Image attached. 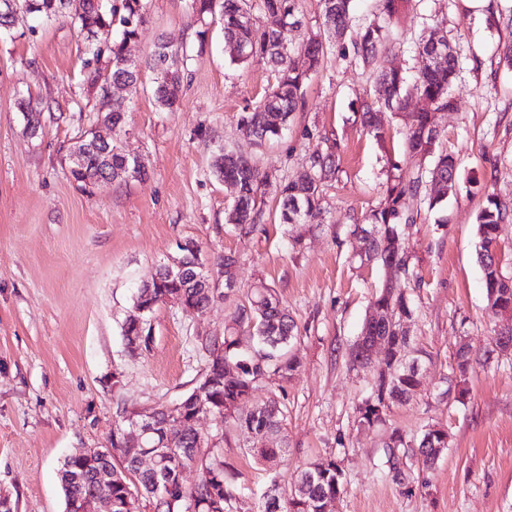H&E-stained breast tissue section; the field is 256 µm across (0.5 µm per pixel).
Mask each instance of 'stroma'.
I'll return each mask as SVG.
<instances>
[{
    "label": "stroma",
    "mask_w": 512,
    "mask_h": 512,
    "mask_svg": "<svg viewBox=\"0 0 512 512\" xmlns=\"http://www.w3.org/2000/svg\"><path fill=\"white\" fill-rule=\"evenodd\" d=\"M146 13L130 47L142 83L135 93L114 91L109 108L125 113L120 146L145 162L148 175L86 190L73 180L66 154L103 115L97 89L83 80L76 25L22 13L0 38V493L13 512H64L65 457L106 447L118 408L149 411L191 389L207 364L202 340L223 336L225 319L260 278L298 326L301 364L285 386L287 409L272 441L282 454L272 468L247 455L252 441L233 425L209 415L197 425L205 437L221 436L219 451L236 472L232 512H261L270 486L288 493L310 462L330 458L347 480L330 512H512V358L484 355L499 320L487 307L475 252V218L487 196L512 206V0H413L395 22L389 65L414 74L411 42L433 31L457 53L456 107L436 112L435 124L458 159L461 181L442 210L407 201L417 216L401 235L417 275L406 288L415 306L407 326L421 386L375 430L355 420L372 373L353 368L349 350L386 272L354 263L362 243L352 230L381 206L389 159L400 160L408 177L428 165L404 155V117L384 113L385 144L363 131L357 99L374 89L375 75L354 62L349 37H336L310 73L288 131L254 145L238 118L268 88L270 70L230 64L219 23L199 41L204 27L187 0H146ZM160 41L177 50L184 77L173 112L157 106L146 66ZM29 96L47 107L36 137L17 109ZM329 132L340 141V172L325 189L321 224L278 223L281 182L299 175ZM224 147L269 174L266 220L248 235L224 223L234 190L212 171ZM295 233L303 236L298 251ZM186 238L209 260L233 253L238 290L203 313L159 305L149 346L129 353L122 325L133 297L178 258L176 242ZM462 340L474 359L459 403L443 390ZM428 426L447 431V449L425 472L399 460L405 478L395 480L384 466L391 430L416 440Z\"/></svg>",
    "instance_id": "35a3bbf8"
}]
</instances>
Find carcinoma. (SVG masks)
Instances as JSON below:
<instances>
[{
	"label": "carcinoma",
	"mask_w": 512,
	"mask_h": 512,
	"mask_svg": "<svg viewBox=\"0 0 512 512\" xmlns=\"http://www.w3.org/2000/svg\"><path fill=\"white\" fill-rule=\"evenodd\" d=\"M189 7L199 20L220 14L224 41L239 45L244 54L230 57V63L243 65L264 64L271 68L273 83L264 96L253 106L243 109L239 128L243 136L254 144L279 138L288 129V122L304 100L303 85L309 74L317 70L328 46L323 40L308 38L297 44L295 38L303 27L299 0H259L260 9L268 22H254L252 0H188ZM411 0H379V13L373 22L358 28L351 40L353 59L363 66L371 65L381 51L386 49L392 37V24ZM324 30L343 36L350 22L353 0H318ZM20 12L47 18L67 16L79 31H92L94 38H86L87 50L99 56L107 52L112 60L110 77L112 83L135 90L140 86L139 73L131 66H122L127 59V48L140 37L146 22L144 0H0V34L7 32ZM449 47L446 38L434 35L421 37L414 43L417 56L436 53V45ZM177 52L160 42L149 59V68L156 73L154 98L164 110L173 109L179 102L182 87L181 75L174 67ZM459 69L458 56L453 52L441 58L435 65L419 67L415 85L420 94L426 96L437 108L452 110L455 100L452 85ZM376 84L382 86L384 95L367 92L359 97L360 123L366 133L379 144H385L384 133L377 126V114L388 110L402 112L407 108V77L399 69L384 67L379 70ZM429 113L416 112L406 120L404 153L421 155L432 160L431 168L414 178H405L398 173L400 162L389 165V175L383 206L370 212L361 231L370 235L366 257L372 263L384 265L392 258L397 261L405 280L416 278L404 257L399 237V225L413 224L416 218L405 208L406 198L421 195L433 210L442 207L448 195L456 192L459 183L458 159L441 146L440 137L427 129ZM325 147L313 150L304 171L293 180L280 185V203L276 217L281 224H313L323 213L324 188L339 172L337 139L323 138ZM84 155L85 173L74 176L81 188L101 174L105 161L99 153L78 145ZM213 169L220 180L232 182L237 191L225 211L226 223L241 233H249L264 223L265 202L261 187L266 175L262 174L254 160L241 153L226 151L216 157ZM147 175L145 163L136 162L112 145V180H137ZM512 216V209L494 197H487L486 204L476 216V255L483 279L496 275L493 260L488 251L491 239L488 228L502 224ZM184 269L174 275L163 269L156 272L151 283H143L133 302L134 313L130 314L123 327L125 341H130L133 332L135 311L140 308L155 309L164 303L169 291H179L187 302L205 310L210 305L202 293L197 280L202 269L195 266L194 254L182 252ZM374 300L386 306L389 318L372 326L363 327L368 336H386L391 343L389 359L385 361L388 372H378L369 383L366 395L356 407L357 423L367 429L383 426L388 412L398 404L410 401L418 385L414 379L413 366L418 362L411 349L405 331L401 330L400 316H412L413 304L408 295H393L380 290ZM296 324L288 309L280 302L275 289L263 279L252 285L247 304L239 306L224 324V368L211 366L196 385L183 396L186 406V425L183 431V447L170 449L168 462L160 473L142 470L136 466L138 445L123 440L126 423L121 421L112 431V447L120 449L112 463V484H102L95 478L97 466L74 461L63 462L60 471L67 467L83 472L79 481L60 477L65 499L78 498L93 491L112 497V512H128L127 501L131 492L142 491V496L151 499L153 507L160 512H231L232 501L237 495L235 474L224 457L207 453L199 458V469L211 478L198 485L197 489L185 488L180 483V468L194 459L197 433L195 417L199 411L230 420L235 427L253 436L270 439L277 435L284 419L285 392L283 386L269 391V395L253 402L260 385L277 377L288 381L300 364L293 351ZM244 335L255 340V345L242 349ZM202 391L204 408L194 401V392ZM430 436L424 430L416 442L412 457L421 470H429L439 458L434 446L441 444L440 436L424 444ZM410 447L406 437L398 430L389 435L386 444L388 471H397L398 458L394 449ZM302 490L297 499L288 502L287 512H319L321 502L328 496L344 494L345 477L339 464L330 459L317 460L301 470L297 476ZM168 487L169 499L159 501L154 497L156 485Z\"/></svg>",
	"instance_id": "1"
}]
</instances>
